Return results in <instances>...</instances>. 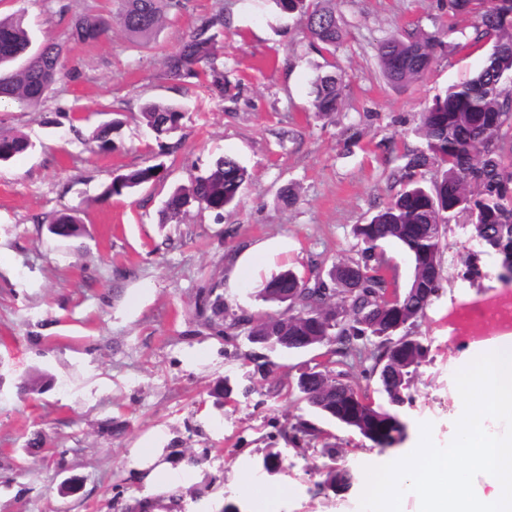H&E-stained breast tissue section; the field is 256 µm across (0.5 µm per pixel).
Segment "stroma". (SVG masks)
Segmentation results:
<instances>
[{
	"mask_svg": "<svg viewBox=\"0 0 512 512\" xmlns=\"http://www.w3.org/2000/svg\"><path fill=\"white\" fill-rule=\"evenodd\" d=\"M343 32L334 62L347 73L337 112L316 117L312 82L327 58L313 47L300 14L275 0H182L148 48H130L120 27L98 40L71 38L73 20L115 14L117 0H0V15L24 13L34 45L64 46L62 76L35 105L0 106V133L26 137L31 149L0 165V512H133L157 498L135 455L160 449L176 468L198 457L182 486L184 512H256L236 485L278 454L269 487H292L279 512H359L360 491L322 489L329 469L359 473L396 461L408 444L380 449L319 416L297 381L324 347L269 353L275 367L254 375L246 334L213 335L196 314L199 294L220 288L230 311L265 313L262 281L280 270L331 269L356 256L355 225L366 223L399 190L390 174L419 146L418 115L449 85L483 63L486 48L466 47L474 17L448 0H332ZM224 16L218 53L236 96L213 95L207 82L176 80L164 60L202 22ZM417 30L436 37L430 70L393 85L377 56L381 41ZM179 103L180 130L157 142L142 119L145 102ZM121 123L119 148L100 152L89 139L99 123ZM230 155L249 178L223 217L191 207L164 215L168 196ZM159 164V181L106 195L113 178ZM292 190L297 200L282 196ZM73 214L81 236L61 239L47 227ZM444 280L415 332L428 352L401 407L408 436L431 427L448 445L461 416L455 374L475 336H494L488 317L452 323L455 309L508 290L499 259L486 253L484 277L463 278L461 260L478 248L467 224L451 225ZM268 246L247 280L234 277L253 245ZM39 385L31 395L23 382ZM233 387L231 398L215 388ZM309 420L323 432L304 453L280 437ZM42 431L47 445L29 451Z\"/></svg>",
	"mask_w": 512,
	"mask_h": 512,
	"instance_id": "1",
	"label": "stroma"
}]
</instances>
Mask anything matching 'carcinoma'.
I'll return each instance as SVG.
<instances>
[{
    "instance_id": "1",
    "label": "carcinoma",
    "mask_w": 512,
    "mask_h": 512,
    "mask_svg": "<svg viewBox=\"0 0 512 512\" xmlns=\"http://www.w3.org/2000/svg\"><path fill=\"white\" fill-rule=\"evenodd\" d=\"M327 0H276L286 13H299L321 54L335 56L341 28ZM180 0H121L117 20L138 48H145L164 13L179 7ZM455 14H473L477 23L469 37L472 46L492 43L482 67L468 80L451 85L444 94L419 113L422 147L402 155L393 173L401 185L396 196L367 224L354 233L362 248L358 258L339 260L328 273L317 269L308 281L288 269L264 281L260 300L276 304V314H226L224 293L207 288L198 304V314L219 337L239 329L249 336H264L270 347L285 349L326 346L327 359L308 386L301 389L306 400L324 417L337 420L358 432L378 448H393L406 436L407 424L398 408L409 401L407 390L427 346L411 331L425 316L443 279L442 254L447 249L450 224L464 215L472 220V237L484 251L500 257L501 267L512 269V23L503 14L512 11V0H448ZM111 26L97 14L77 17L71 28L76 42L94 41ZM224 29L219 15L202 23L165 61L175 79L196 77L197 66L208 65L209 86L224 99L231 89L224 83V70L217 63V44ZM32 40L21 15L0 18V101L19 104L40 102L60 77L63 47L55 42L30 52ZM435 39L419 32L388 38L378 46L383 75L393 84L421 78L429 69ZM26 59L17 68L13 64ZM345 75L330 71L314 82V108L319 117L338 110ZM142 117L157 141L172 136L184 114L174 103L148 102ZM119 122L98 125L92 132L97 147L116 149L113 133ZM32 147L19 135L0 134V160L6 162ZM437 167L430 185L423 183L425 171ZM160 166L153 165L113 178L106 190L120 196L159 178ZM247 181L246 169L230 156L216 160L188 188L174 191L166 201V215L178 219L197 203L222 216L237 204ZM53 235L74 238L83 228L64 215L51 226ZM393 240L410 255L413 276L396 302L384 297L388 281L376 255L378 243ZM368 351L378 373L379 393L386 405L375 406L360 388L336 369L347 360ZM321 431L300 419L282 429L281 436L294 448L316 439ZM351 474L331 469L324 486L350 487Z\"/></svg>"
}]
</instances>
